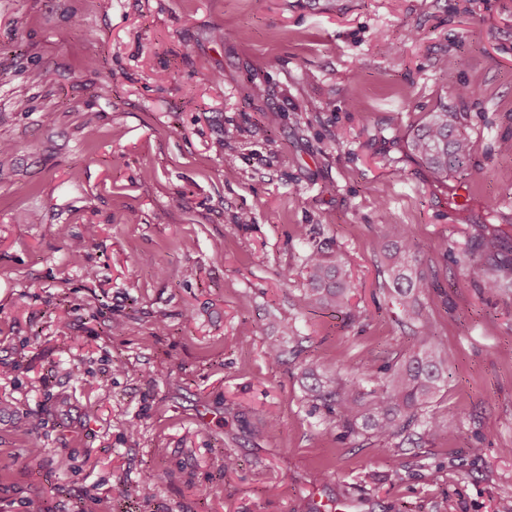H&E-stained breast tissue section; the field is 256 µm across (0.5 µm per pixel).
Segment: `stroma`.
<instances>
[{"label": "stroma", "mask_w": 512, "mask_h": 512, "mask_svg": "<svg viewBox=\"0 0 512 512\" xmlns=\"http://www.w3.org/2000/svg\"><path fill=\"white\" fill-rule=\"evenodd\" d=\"M441 107L472 158L438 183L408 141ZM0 141V512H512V270L477 247L512 257V0H0ZM387 222L447 440L306 392L367 362L381 388L413 342ZM319 245L348 310L303 299ZM384 224L387 233L379 246L388 259L386 272L391 290L406 312H415L418 297L427 288V283L418 270V259L405 229L400 224ZM389 238L393 241L392 249H388Z\"/></svg>", "instance_id": "35a3bbf8"}]
</instances>
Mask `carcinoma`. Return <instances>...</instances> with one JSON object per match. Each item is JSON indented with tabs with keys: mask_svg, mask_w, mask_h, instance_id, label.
<instances>
[{
	"mask_svg": "<svg viewBox=\"0 0 512 512\" xmlns=\"http://www.w3.org/2000/svg\"><path fill=\"white\" fill-rule=\"evenodd\" d=\"M411 148L438 182L464 168L471 159L470 137L459 130L454 113L441 109L429 112L417 126ZM379 246L388 259L387 276L399 304L407 312L415 309L427 283L418 270L413 244L400 224L387 225ZM309 285L306 300L333 308L344 306L356 290L344 269L342 259L321 248L306 259ZM419 336L414 349L402 356L401 364L382 390L365 391L362 384L336 387L332 379H315L309 391L328 402L348 431L360 429L379 441H388L420 427L432 440L450 435V423L434 416L426 417L423 408L448 384V365L434 335L430 319L418 314Z\"/></svg>",
	"mask_w": 512,
	"mask_h": 512,
	"instance_id": "1",
	"label": "carcinoma"
}]
</instances>
